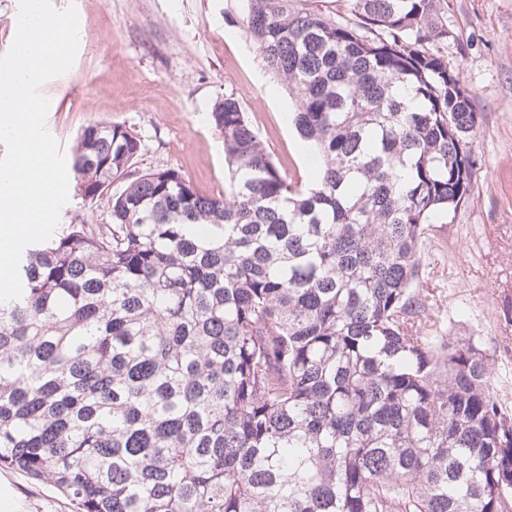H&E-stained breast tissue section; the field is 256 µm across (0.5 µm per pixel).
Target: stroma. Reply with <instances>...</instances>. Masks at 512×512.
I'll list each match as a JSON object with an SVG mask.
<instances>
[{
    "instance_id": "obj_1",
    "label": "stroma",
    "mask_w": 512,
    "mask_h": 512,
    "mask_svg": "<svg viewBox=\"0 0 512 512\" xmlns=\"http://www.w3.org/2000/svg\"><path fill=\"white\" fill-rule=\"evenodd\" d=\"M75 7L72 68L47 82L46 128L63 155L95 121L142 136V169L174 168L203 193L223 190L224 142L210 112L235 94L275 163L311 179L287 120L293 98L268 72L244 21L243 0H51ZM448 40L437 50L474 96L480 119L471 196L454 217L433 215L421 245L420 287L434 291L432 323L445 336L477 337L488 354L512 343V0H439ZM14 512H71L54 488L0 470Z\"/></svg>"
}]
</instances>
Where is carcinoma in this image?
<instances>
[{
	"instance_id": "cac0c4a2",
	"label": "carcinoma",
	"mask_w": 512,
	"mask_h": 512,
	"mask_svg": "<svg viewBox=\"0 0 512 512\" xmlns=\"http://www.w3.org/2000/svg\"><path fill=\"white\" fill-rule=\"evenodd\" d=\"M247 5L316 178L279 169L232 93L210 112L222 193L136 169L131 126L83 129L76 191L110 222L26 247L0 302V469L74 512H512L489 355L425 333L416 288L475 166L438 0ZM305 6L327 18L338 21L348 16L349 2L347 0H303Z\"/></svg>"
}]
</instances>
